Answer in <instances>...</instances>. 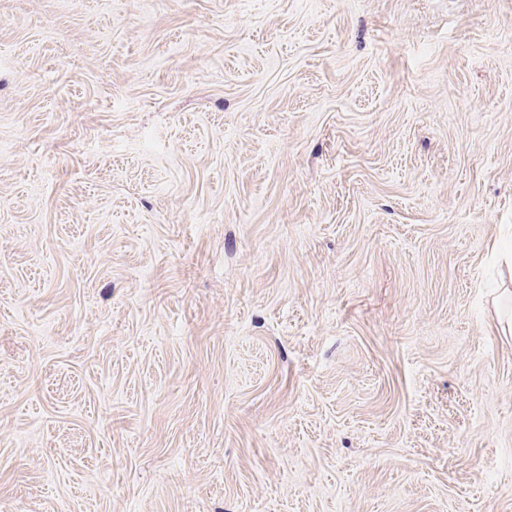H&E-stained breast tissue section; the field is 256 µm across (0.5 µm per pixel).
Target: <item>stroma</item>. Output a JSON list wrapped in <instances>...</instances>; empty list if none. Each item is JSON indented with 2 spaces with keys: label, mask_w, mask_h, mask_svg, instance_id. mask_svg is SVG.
<instances>
[{
  "label": "stroma",
  "mask_w": 512,
  "mask_h": 512,
  "mask_svg": "<svg viewBox=\"0 0 512 512\" xmlns=\"http://www.w3.org/2000/svg\"><path fill=\"white\" fill-rule=\"evenodd\" d=\"M512 0H0V512H512Z\"/></svg>",
  "instance_id": "1"
}]
</instances>
